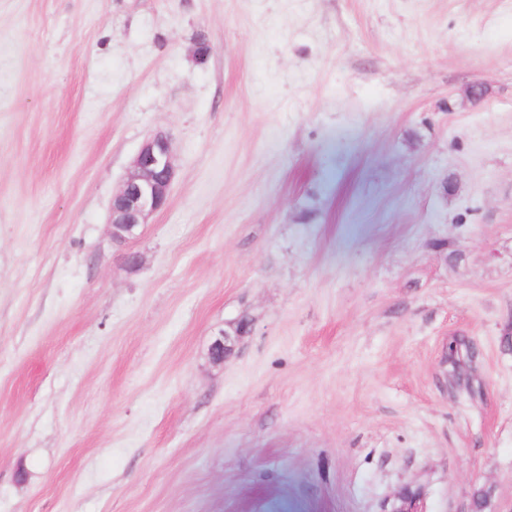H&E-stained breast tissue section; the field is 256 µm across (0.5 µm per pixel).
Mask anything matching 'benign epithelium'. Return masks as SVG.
Returning a JSON list of instances; mask_svg holds the SVG:
<instances>
[{
    "label": "benign epithelium",
    "instance_id": "obj_1",
    "mask_svg": "<svg viewBox=\"0 0 512 512\" xmlns=\"http://www.w3.org/2000/svg\"><path fill=\"white\" fill-rule=\"evenodd\" d=\"M173 177L170 139L157 134L143 143L121 188L113 196L109 221L112 240L121 243L133 237L151 214L165 207ZM249 327V322L240 321L216 338L211 346L213 358L222 360L229 355L235 342L249 331Z\"/></svg>",
    "mask_w": 512,
    "mask_h": 512
}]
</instances>
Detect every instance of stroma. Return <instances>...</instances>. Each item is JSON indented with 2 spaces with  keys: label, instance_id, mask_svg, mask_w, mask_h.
<instances>
[{
  "label": "stroma",
  "instance_id": "stroma-1",
  "mask_svg": "<svg viewBox=\"0 0 512 512\" xmlns=\"http://www.w3.org/2000/svg\"><path fill=\"white\" fill-rule=\"evenodd\" d=\"M478 489L512 512V0H0V512ZM174 169L168 136L157 134L143 143L112 199V240L121 243L133 237L151 214L165 207ZM250 324L247 321H239L236 327H233L231 331L224 330V334H221L214 340L211 346V354L215 360H223L229 355L234 347L235 342L240 336L245 335L249 331Z\"/></svg>",
  "mask_w": 512,
  "mask_h": 512
}]
</instances>
